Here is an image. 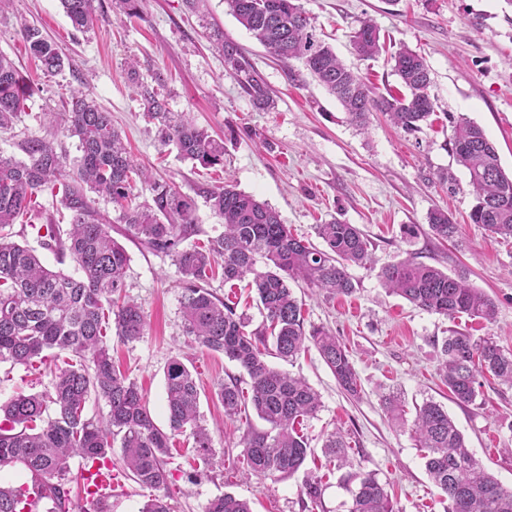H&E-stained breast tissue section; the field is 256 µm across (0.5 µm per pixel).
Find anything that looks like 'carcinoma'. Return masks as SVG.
<instances>
[{
  "label": "carcinoma",
  "mask_w": 512,
  "mask_h": 512,
  "mask_svg": "<svg viewBox=\"0 0 512 512\" xmlns=\"http://www.w3.org/2000/svg\"><path fill=\"white\" fill-rule=\"evenodd\" d=\"M95 2L60 0L72 26L81 31L102 20ZM226 3L270 54L285 62L301 61L356 126H368L373 114L381 112L396 128L415 135L434 113L429 65L413 50L404 46L394 56V70L406 92L385 96L374 92L331 46L316 38L311 17L299 0ZM20 35L44 73L54 75L69 64L38 28L23 24ZM214 42L224 56L225 73L237 81L256 110H269L274 99L258 70L224 34L215 33ZM352 45L360 57L380 50V32L373 20L361 22ZM129 70L161 145L173 146L182 159L202 166L224 164V140L186 115L168 111L157 89L140 80L135 66ZM32 93L26 77L0 55V129L14 125ZM58 131L76 140L78 157L69 159L53 141L33 134L17 143L25 159L0 155V362L37 370L50 352L75 357L57 368L51 390L0 403V474L21 470L30 478L15 485L0 477V512H36L39 506L44 512H111L107 502L92 508L87 497L72 495L71 484L78 476L71 460L77 458L81 465L110 461L117 442L125 475L150 491L140 512H172V473L167 468L172 439L189 430L194 460L207 465L214 456L212 436L201 422L200 389L186 363L173 358L164 369L166 429L156 424L136 382L115 369L108 333L123 343L138 342L146 334L147 322L141 305L127 295L129 256L95 207L98 199L118 210L120 223L148 249L171 258L182 284L187 342L223 354L249 376L252 405L269 425V430H250L244 438L249 474L261 479L298 473L309 449L299 426L317 415L321 400L304 378L266 360L265 336L272 337L275 355L281 359H292L306 343H313L338 386L351 397L359 396V377L348 351L333 332L316 326L305 329L302 304L290 282L302 280L335 296L352 294L355 284L348 267L373 263L363 232L337 220L319 224L317 234L325 244L319 249L294 237L276 210L226 183L205 195L222 219L223 231L200 241L194 198L175 184L136 169L111 113L100 110L88 95L71 92ZM449 144L456 162L467 170L475 195L471 223L512 238V175L501 167L493 143L480 126L461 118L451 120ZM134 174L149 190L151 202H137ZM47 189L71 212V227L64 237L37 202ZM24 217L33 228L46 220L38 226L44 229L38 233L41 245L70 257L80 275L48 269L34 249L11 240V227ZM457 232L448 211L431 210L429 236L447 241ZM217 265L226 283L252 276L266 322L261 330L246 332L245 319L235 308L205 288ZM378 277L389 293L423 310L449 318L465 314L495 320L496 301L461 274L452 276L408 257L382 266ZM483 371L512 385V352L504 351L491 336L476 339L456 332L444 339L440 375L453 400L474 402L477 376ZM217 396L226 417L240 414L244 397L237 380L217 384ZM92 398L104 402V412L88 414ZM412 434L424 449L429 479L448 498L446 512H512V488L485 470L442 405L427 401L416 407ZM324 448L335 457L345 454L341 430L330 434ZM347 482L355 484L349 512H396L374 471L360 466L347 475ZM321 494L320 478L306 475L302 495L316 504ZM205 512L252 508L249 501L226 493L211 499Z\"/></svg>",
  "instance_id": "cac0c4a2"
}]
</instances>
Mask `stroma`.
I'll use <instances>...</instances> for the list:
<instances>
[{
	"mask_svg": "<svg viewBox=\"0 0 512 512\" xmlns=\"http://www.w3.org/2000/svg\"><path fill=\"white\" fill-rule=\"evenodd\" d=\"M317 36L358 72L376 93L400 90L393 56L406 46L430 68L428 89L434 113L421 133L404 134L382 114L367 129L351 124L341 105L311 76L302 62L282 63L234 17L225 0H204L201 11L183 0H141L140 14L113 12L102 0V22L93 30L73 28L59 0H14L0 14V54L6 55L33 85L34 94L14 129L0 131V155L21 158L22 134L52 138L47 112L64 113L69 89L90 94L104 110L136 162L157 178L196 198V222L203 236L221 231V220L200 192L232 181L279 212L291 232L315 246L323 241L317 225L339 220L360 228L371 242L373 266H349L355 290L327 297L305 284L293 292L303 302L306 326L332 330L346 346L361 383L359 396L345 394L321 359L309 348L278 368L303 376L319 393L322 407L302 426L311 453L303 473L257 479L242 464L248 428L265 430L252 405L235 419L224 416L215 395L218 383L248 375L218 353L189 349L182 334V285L170 257L149 251L125 234L110 205L99 209L113 226L111 234L126 249V291L142 307L147 331L140 341L113 343L112 357L122 374L143 390L159 426H166L164 368L177 356L194 365L201 388L200 414L214 444L209 469L195 475L190 434L172 441L169 468L173 512H205L209 500L230 493L248 500L253 512H349L352 495L343 479L357 467L375 471L397 512H445L447 500L429 480L410 425L417 405L440 403L485 469L512 486V386L490 375L479 378L475 403L454 402L437 367L443 340L454 331L491 336L512 351V239L491 236L469 221L475 198L469 174L447 146L450 122L464 117L482 127L505 171H512V0H300ZM380 29L385 46L372 58H359L350 36L363 18ZM37 26L71 60L55 75L44 74L26 52L18 19ZM221 29L238 45L273 92L275 106L256 111L236 81L225 74L224 59L209 35ZM136 61L141 79L162 71L167 108L186 113L224 140V164L204 168L161 147L155 127L127 78ZM448 210L459 232L438 243L427 234L428 214ZM419 229L404 235L405 225ZM462 274L497 304L494 321L466 315L448 318L389 294L378 278L380 266L407 257ZM50 373L0 364V401L17 394L44 392ZM404 405V421H391L384 398ZM342 430L347 462L329 463L323 444ZM321 476L319 506H304V472Z\"/></svg>",
	"mask_w": 512,
	"mask_h": 512,
	"instance_id": "stroma-1",
	"label": "stroma"
}]
</instances>
